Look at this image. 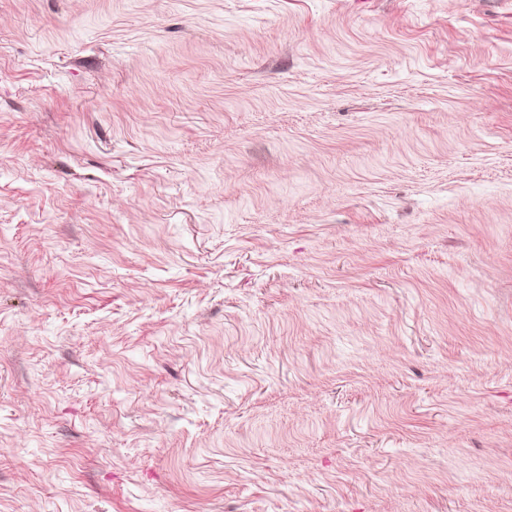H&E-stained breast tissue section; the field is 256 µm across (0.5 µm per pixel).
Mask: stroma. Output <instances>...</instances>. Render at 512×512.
Here are the masks:
<instances>
[{
	"mask_svg": "<svg viewBox=\"0 0 512 512\" xmlns=\"http://www.w3.org/2000/svg\"><path fill=\"white\" fill-rule=\"evenodd\" d=\"M0 512H512V0H0Z\"/></svg>",
	"mask_w": 512,
	"mask_h": 512,
	"instance_id": "stroma-1",
	"label": "stroma"
}]
</instances>
